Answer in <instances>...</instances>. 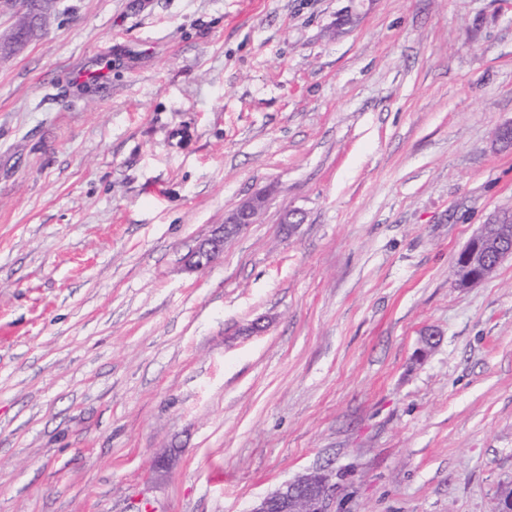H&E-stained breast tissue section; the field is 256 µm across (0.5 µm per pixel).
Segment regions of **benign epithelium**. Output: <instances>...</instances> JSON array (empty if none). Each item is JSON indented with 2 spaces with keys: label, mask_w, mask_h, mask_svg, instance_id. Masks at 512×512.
<instances>
[{
  "label": "benign epithelium",
  "mask_w": 512,
  "mask_h": 512,
  "mask_svg": "<svg viewBox=\"0 0 512 512\" xmlns=\"http://www.w3.org/2000/svg\"><path fill=\"white\" fill-rule=\"evenodd\" d=\"M267 194L258 192L224 214V223L216 225L211 233L198 241L187 257L191 271L205 270L221 255L227 241L256 223L266 205ZM503 212L493 213L488 221L471 237L459 253L454 271L457 286L470 288L482 282L506 258L512 256V237L501 235L498 227ZM333 485L329 475L310 472L287 481L258 500L249 512H334Z\"/></svg>",
  "instance_id": "1"
}]
</instances>
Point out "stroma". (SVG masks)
<instances>
[{
    "label": "stroma",
    "instance_id": "stroma-1",
    "mask_svg": "<svg viewBox=\"0 0 512 512\" xmlns=\"http://www.w3.org/2000/svg\"><path fill=\"white\" fill-rule=\"evenodd\" d=\"M346 4L54 0L0 55V512H249L316 469L337 512H496L512 258L450 271L512 208V0ZM267 194L258 192L224 214V224L215 225L211 233L198 241L187 257L190 271L205 270L221 255L227 241L255 224L266 205ZM502 221L503 212H494L459 253L454 266L458 287L470 288L477 285L503 260L512 256V237L498 232Z\"/></svg>",
    "mask_w": 512,
    "mask_h": 512
}]
</instances>
